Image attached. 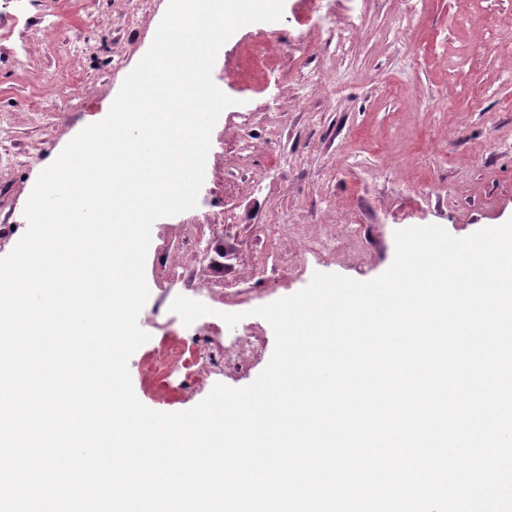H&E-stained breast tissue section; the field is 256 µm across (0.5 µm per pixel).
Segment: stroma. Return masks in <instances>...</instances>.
Listing matches in <instances>:
<instances>
[{
  "instance_id": "stroma-1",
  "label": "stroma",
  "mask_w": 512,
  "mask_h": 512,
  "mask_svg": "<svg viewBox=\"0 0 512 512\" xmlns=\"http://www.w3.org/2000/svg\"><path fill=\"white\" fill-rule=\"evenodd\" d=\"M321 4L285 0L282 20L242 27L214 64V83L236 104L212 130L201 207L160 218L151 230L150 295L138 317L149 339L128 362L134 392L150 409H190L214 384L247 386L267 365L274 333L257 316L262 337L248 367L216 370L203 385L177 375L163 383L150 372L162 345L220 343L230 334L218 317L198 319L199 334L187 332L170 309L180 288L232 286L250 310L303 288L274 269L252 273L273 217L318 229L335 223L344 205L357 231L352 248L303 260L308 271L359 281L391 265L396 230L436 224L465 237L512 218V52L501 47L512 38V0H419L409 23L401 20L403 0H364L358 10L352 0ZM166 8L167 0H154L130 21L123 0H0V256L28 228L24 207L40 172L107 115ZM356 11L358 30L342 49L307 48L304 36L323 15L343 24ZM57 13L64 24L50 41L45 27ZM90 15L103 19L104 31L85 27ZM472 16L486 17L487 26H469ZM76 28L90 51L79 52ZM317 72L341 80L335 96L309 85ZM50 74L62 82L79 75L89 95L67 112L33 111ZM273 134L277 157L268 148ZM207 207L229 208L233 220L209 238L201 261L182 237L203 223ZM176 272L184 276L178 286Z\"/></svg>"
}]
</instances>
